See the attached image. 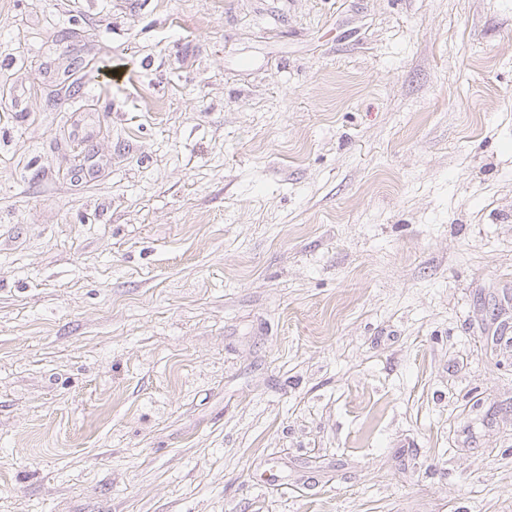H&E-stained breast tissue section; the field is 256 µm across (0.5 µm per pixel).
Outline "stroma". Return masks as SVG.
<instances>
[{
    "label": "stroma",
    "instance_id": "35a3bbf8",
    "mask_svg": "<svg viewBox=\"0 0 512 512\" xmlns=\"http://www.w3.org/2000/svg\"><path fill=\"white\" fill-rule=\"evenodd\" d=\"M0 512H512V0H0Z\"/></svg>",
    "mask_w": 512,
    "mask_h": 512
}]
</instances>
